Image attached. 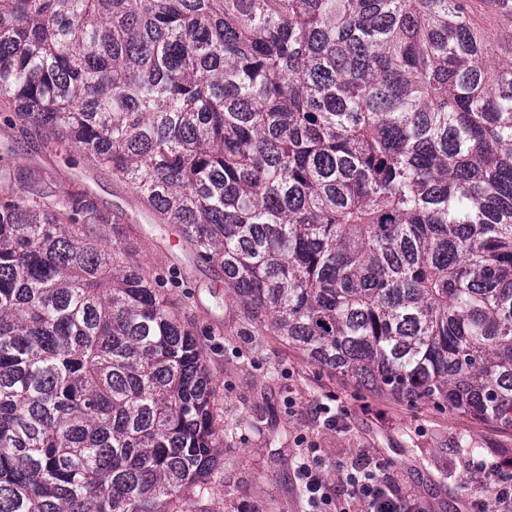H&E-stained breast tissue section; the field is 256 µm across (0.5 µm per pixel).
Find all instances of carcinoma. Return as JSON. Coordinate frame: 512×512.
<instances>
[{
	"label": "carcinoma",
	"mask_w": 512,
	"mask_h": 512,
	"mask_svg": "<svg viewBox=\"0 0 512 512\" xmlns=\"http://www.w3.org/2000/svg\"><path fill=\"white\" fill-rule=\"evenodd\" d=\"M481 1L0 0V96L139 194L248 335L512 430V50ZM90 195L0 188V512H205L194 332ZM474 20L480 28L486 31L498 49L508 52L512 44V22L504 16L491 13L483 4L475 6Z\"/></svg>",
	"instance_id": "1"
}]
</instances>
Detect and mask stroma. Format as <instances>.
<instances>
[{
    "mask_svg": "<svg viewBox=\"0 0 512 512\" xmlns=\"http://www.w3.org/2000/svg\"><path fill=\"white\" fill-rule=\"evenodd\" d=\"M0 97V175L44 182L48 191H84L111 222L102 233L126 243L151 277L162 279L172 309L190 326L213 374L225 428L242 427L207 476V512H308L297 477L307 449L331 468L361 452L391 465L393 483L423 512H469L489 496L493 463L512 458V431L445 411L377 396L309 363L279 337L243 335L244 315L224 303V278L196 258L174 227H159L139 198L74 148L11 120ZM343 415V429L332 421Z\"/></svg>",
    "mask_w": 512,
    "mask_h": 512,
    "instance_id": "1",
    "label": "stroma"
}]
</instances>
